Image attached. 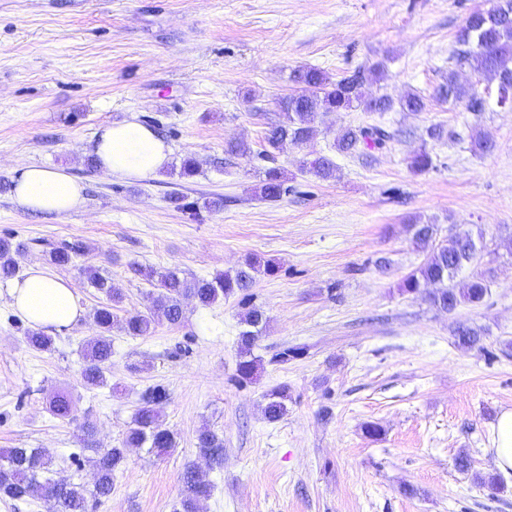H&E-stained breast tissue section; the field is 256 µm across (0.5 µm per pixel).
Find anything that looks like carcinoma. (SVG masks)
<instances>
[{
    "instance_id": "cac0c4a2",
    "label": "carcinoma",
    "mask_w": 512,
    "mask_h": 512,
    "mask_svg": "<svg viewBox=\"0 0 512 512\" xmlns=\"http://www.w3.org/2000/svg\"><path fill=\"white\" fill-rule=\"evenodd\" d=\"M457 48L454 54L456 69L468 68L475 73L488 75L502 84L512 86V0H496L487 13L466 17L456 36ZM384 73L378 63L369 74L361 71L345 75L336 81L320 69L300 67L290 73V80L303 87L281 102L282 117L266 132L265 142L269 150L265 157L275 160L274 152L283 146L302 145L310 141L317 124L323 117L335 112H351L364 109L369 112H384L394 107L392 100L385 97L372 98L364 91L365 82L377 79ZM439 97L462 103L469 112H483L486 100L473 87L458 82L455 69L448 71V79L439 86ZM390 135L379 127L348 129L337 139L335 148L341 153H357L365 150H381ZM429 152L421 150L410 160L415 173L432 168ZM302 168L319 179L335 177L336 165L327 156H318L302 162ZM286 176L278 167L265 171L257 195L264 201H276L287 193ZM410 241L420 248L429 249L424 261L407 274L398 284L403 294L420 295L428 284L434 289L425 299L434 307L453 311L458 305L483 302L488 293L489 281L477 274L466 282H454L455 275L465 266L476 262L471 255L472 242H484L483 231L468 230L465 239L448 236L438 239L439 226L436 224L406 225ZM32 244L43 247L47 260L57 266L66 267L73 256L84 251L81 242L60 244L33 240ZM27 246L13 244L10 238H0V275L8 278L16 274L17 256ZM277 271L275 263L249 257L234 271L217 273L210 278L182 277L175 271L156 273L152 269H137L146 280H157L159 293L152 308L144 314H134L120 323L128 336H150L157 325L166 322L178 325L184 318L183 300L192 298L198 304L209 307L221 299L241 296L249 297V289L261 275L271 276ZM90 287L103 292L107 303L94 309L93 319L99 334L86 341L83 347L85 367L82 378L85 386L100 387L107 384V373L112 365V326L114 315L112 304L122 300V293L112 285L110 279L95 267L83 270ZM243 329L239 334L240 360L237 378L240 382L257 380L262 369L261 359L253 354L256 342L267 325V318L260 309L249 308L241 315ZM27 345L35 350H47L53 344L52 337L37 329L25 334ZM166 391L160 387L146 390L141 405L135 413L132 425L128 427L119 447L106 448L93 461V488L80 483L55 480L48 476L53 466L52 458L41 448H4L0 450V498L23 500L34 495H46L54 501L56 512H89L103 504L112 495L115 473L121 468L127 454L133 448L149 445V449L164 454L175 447L174 434L161 423V405L166 400ZM264 414L271 422L282 419L287 413L288 392L286 388H275L266 394ZM74 402L65 393L55 394L49 401L48 410L59 420L72 416ZM197 447L203 458L212 465H221L224 460V440L210 427H202L197 434ZM184 489L179 512H199L200 498L210 494L211 487L204 472L195 464L186 465L178 476Z\"/></svg>"
}]
</instances>
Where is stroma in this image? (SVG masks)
Returning <instances> with one entry per match:
<instances>
[{
    "label": "stroma",
    "instance_id": "1",
    "mask_svg": "<svg viewBox=\"0 0 512 512\" xmlns=\"http://www.w3.org/2000/svg\"><path fill=\"white\" fill-rule=\"evenodd\" d=\"M490 0H0V237L53 243L81 240L87 250L54 275L74 285L84 315L54 332L51 350L29 348L25 317L0 278V448H43L59 477L91 485L97 449L118 445L149 388L163 387L162 421L177 446L158 457L129 452L112 495L95 512H176L178 475L201 463L196 435L209 426L224 439V464L199 512H512V472L499 473L490 437L512 409V110L496 105V83L464 70L458 78L488 98L485 112L437 98L452 67L456 34ZM384 63L369 94L423 97L420 112H336L313 139L264 156L265 133L288 80L300 66L337 78ZM137 119L166 141L168 163L155 175L117 181L91 163L96 132ZM378 126L386 147L340 154L346 129ZM441 127L443 136L429 138ZM493 138L488 154L472 150ZM251 154H230L235 142ZM427 149L433 169L408 158ZM331 157L323 181L302 160ZM199 167L180 177L185 157ZM66 169L84 188L77 210L55 215L19 207L6 186L22 167ZM288 192L255 195L270 166ZM220 195L224 207L178 210ZM441 236L480 227L486 251L464 276L490 271L477 306L453 312L400 293L424 259L409 240L410 221ZM257 254L278 262L258 278L251 302L268 325L254 353L258 380H236L238 297L209 307L185 301L180 325L153 335L112 331L107 385L86 388L82 346L97 333L91 312L103 293L83 275L98 268L122 292L116 319L144 313L155 285L138 267L209 278ZM481 333L483 350L458 346L455 331ZM305 347L282 364L284 347ZM290 395L283 419L269 422L264 395ZM57 389L75 402L71 421L50 415ZM95 442L82 443L84 423ZM378 424L379 438L365 435ZM468 455L470 473L455 459ZM500 474L489 492L475 475ZM414 488L404 494L403 486Z\"/></svg>",
    "mask_w": 512,
    "mask_h": 512
}]
</instances>
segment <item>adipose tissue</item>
Wrapping results in <instances>:
<instances>
[{"label": "adipose tissue", "instance_id": "obj_1", "mask_svg": "<svg viewBox=\"0 0 512 512\" xmlns=\"http://www.w3.org/2000/svg\"><path fill=\"white\" fill-rule=\"evenodd\" d=\"M92 154L107 175L143 180L167 163L169 148L150 127L126 121L103 127L95 136ZM12 195L23 209L60 214L82 204L83 187L65 169L28 165L18 175ZM10 297L14 308L37 328H68L83 313L73 284L37 265L12 282Z\"/></svg>", "mask_w": 512, "mask_h": 512}]
</instances>
